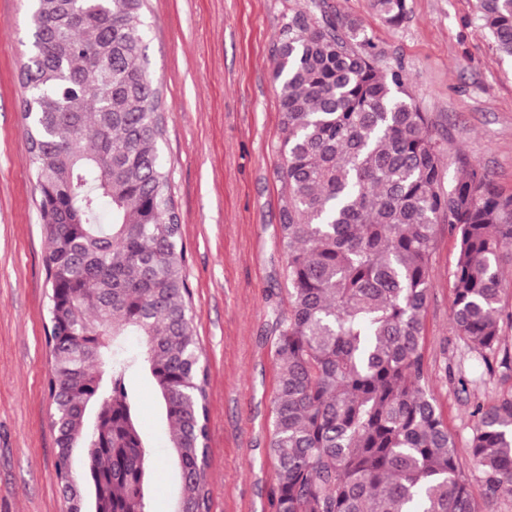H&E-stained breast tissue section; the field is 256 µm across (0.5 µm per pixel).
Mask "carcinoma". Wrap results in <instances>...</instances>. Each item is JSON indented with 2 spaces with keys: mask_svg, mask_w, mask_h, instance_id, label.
<instances>
[{
  "mask_svg": "<svg viewBox=\"0 0 512 512\" xmlns=\"http://www.w3.org/2000/svg\"><path fill=\"white\" fill-rule=\"evenodd\" d=\"M408 0H372L389 25ZM147 0H33L22 74L51 293L57 479L74 506L86 449L94 510L151 512L155 467L133 379L147 373L177 460L182 512H209V407L170 171L148 75ZM512 59V0H477ZM288 318L274 343L273 512H479L459 474L512 495V395L476 405L457 445L425 385L421 338L439 224L455 238L451 318L481 357L501 340L512 193L444 147L362 21L298 10L277 42ZM110 217L102 221V204ZM137 346H130V338Z\"/></svg>",
  "mask_w": 512,
  "mask_h": 512,
  "instance_id": "1",
  "label": "carcinoma"
}]
</instances>
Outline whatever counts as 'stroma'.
I'll use <instances>...</instances> for the list:
<instances>
[{"instance_id":"stroma-1","label":"stroma","mask_w":512,"mask_h":512,"mask_svg":"<svg viewBox=\"0 0 512 512\" xmlns=\"http://www.w3.org/2000/svg\"><path fill=\"white\" fill-rule=\"evenodd\" d=\"M313 0H150L147 53L160 84L162 143L182 224L194 327L208 368L210 512H271L268 448L277 369L272 343L288 315L280 244L282 184L278 34ZM31 0H0V512H66L55 472L46 388L49 286L36 178L22 119ZM361 19L375 50L403 66L409 90L445 148L446 180L467 155L512 192V61L479 27L477 0H408L396 27L371 0H324ZM456 244L438 225L433 287L422 337L437 411L459 445L476 404L512 393V319L501 351L479 360L451 319ZM140 423L158 463L153 512H172L180 491L168 430L149 379Z\"/></svg>"}]
</instances>
